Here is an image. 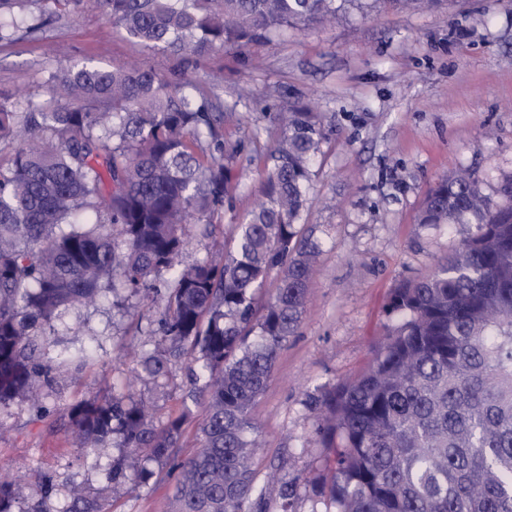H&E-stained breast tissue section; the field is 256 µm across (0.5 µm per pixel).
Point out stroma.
Here are the masks:
<instances>
[{
	"mask_svg": "<svg viewBox=\"0 0 512 512\" xmlns=\"http://www.w3.org/2000/svg\"><path fill=\"white\" fill-rule=\"evenodd\" d=\"M82 63H136L172 82L189 79L217 100L231 177L219 221L228 234L260 199L266 156L282 136L279 113H315L323 139L303 220L324 228L323 248L299 329L254 409L255 484L279 472L295 490L294 512H328L319 484L330 475V451L317 443L311 401L356 377L398 325L388 309L393 289L429 275L473 232L470 224H420L438 180L464 170L495 199L512 179V0L353 11L327 27L190 61L131 42L87 6L0 44V96L21 105L49 99L47 72ZM144 341L126 301L110 296L63 310L53 332L37 337L42 361L61 362L81 347L94 360L67 365L38 405L0 411V466L21 476L12 488L15 512H68L75 488L109 512H170L174 480L164 465L127 448L73 447L63 413L122 394L136 378L134 391L152 405L156 426L185 416L178 455L190 456L204 407L182 413L190 388L185 362H171L163 384L143 376ZM118 457L124 465L116 476ZM146 467L152 478L136 481ZM46 478L50 492L35 494Z\"/></svg>",
	"mask_w": 512,
	"mask_h": 512,
	"instance_id": "35a3bbf8",
	"label": "stroma"
}]
</instances>
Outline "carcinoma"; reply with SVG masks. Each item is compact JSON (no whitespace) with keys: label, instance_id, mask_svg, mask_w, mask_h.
Masks as SVG:
<instances>
[{"label":"carcinoma","instance_id":"obj_1","mask_svg":"<svg viewBox=\"0 0 512 512\" xmlns=\"http://www.w3.org/2000/svg\"><path fill=\"white\" fill-rule=\"evenodd\" d=\"M91 4L135 43L184 58L232 50L352 9L402 0H0V42ZM47 102L0 97V406L31 401L52 381L33 337L59 311L124 290L155 313L163 347L142 354L155 381L188 358L206 403L200 446L173 454L182 418L154 425L144 401L112 397L67 408L77 448L121 445L164 461L176 476L173 512H265L254 485L251 411L278 353L295 335L317 226L303 223L310 165L322 132L312 112L281 117L267 158L263 202L236 225L220 261L185 263L183 225L224 247V113L191 83L135 65L51 71ZM94 220H80V213ZM420 223L473 224L429 276L393 289L388 332L369 368L315 400L316 435L332 449L321 491L335 512H512V180L486 196L461 173L428 194ZM171 278L160 281L162 272ZM275 291L260 292L269 279ZM0 475V512H12ZM67 512H103L82 492Z\"/></svg>","mask_w":512,"mask_h":512}]
</instances>
